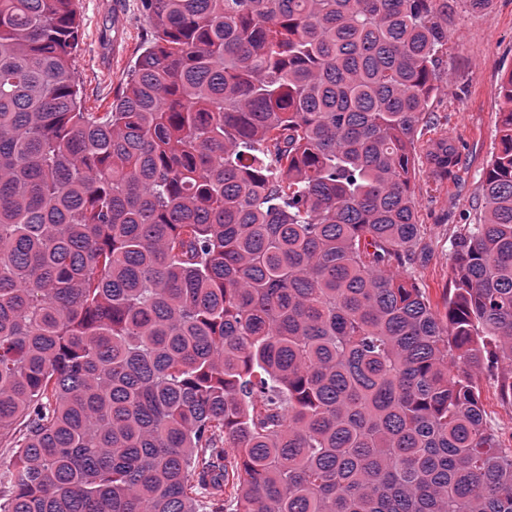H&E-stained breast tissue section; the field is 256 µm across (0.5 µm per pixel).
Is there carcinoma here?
Listing matches in <instances>:
<instances>
[{
  "label": "carcinoma",
  "instance_id": "cac0c4a2",
  "mask_svg": "<svg viewBox=\"0 0 512 512\" xmlns=\"http://www.w3.org/2000/svg\"><path fill=\"white\" fill-rule=\"evenodd\" d=\"M143 4L101 113L74 0H0V512H512V72L441 315L448 0ZM498 371H484L479 378L482 405L487 424L498 432L507 442L512 438V407L504 404L500 398L494 374Z\"/></svg>",
  "mask_w": 512,
  "mask_h": 512
}]
</instances>
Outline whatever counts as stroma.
Masks as SVG:
<instances>
[{"label": "stroma", "instance_id": "1", "mask_svg": "<svg viewBox=\"0 0 512 512\" xmlns=\"http://www.w3.org/2000/svg\"><path fill=\"white\" fill-rule=\"evenodd\" d=\"M81 39L74 68L89 112L108 111L151 37L142 0H76ZM512 69V0H490L470 13L465 0H448V43L439 55V91L417 143L422 160L441 139L464 140L444 179L417 165L414 193L426 259L414 269L434 310L444 311L453 277L451 243L483 207L480 181L498 147L501 79ZM487 424L512 438V406L500 398L493 372L479 378Z\"/></svg>", "mask_w": 512, "mask_h": 512}]
</instances>
